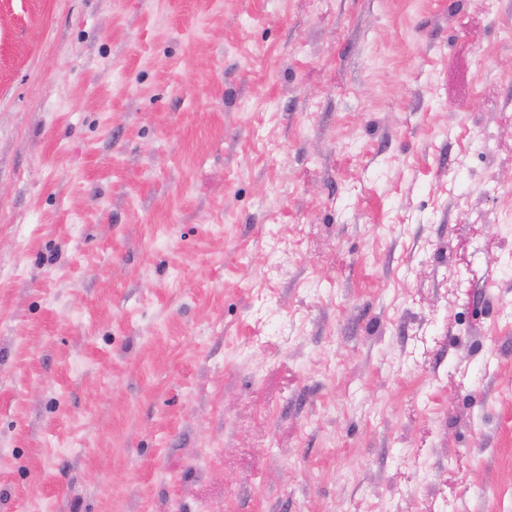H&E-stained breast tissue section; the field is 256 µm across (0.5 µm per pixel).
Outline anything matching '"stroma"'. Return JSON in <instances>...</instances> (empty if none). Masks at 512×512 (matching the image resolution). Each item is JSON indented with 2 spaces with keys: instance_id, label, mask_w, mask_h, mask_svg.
Instances as JSON below:
<instances>
[{
  "instance_id": "obj_1",
  "label": "stroma",
  "mask_w": 512,
  "mask_h": 512,
  "mask_svg": "<svg viewBox=\"0 0 512 512\" xmlns=\"http://www.w3.org/2000/svg\"><path fill=\"white\" fill-rule=\"evenodd\" d=\"M506 26L0 0V512H512Z\"/></svg>"
}]
</instances>
